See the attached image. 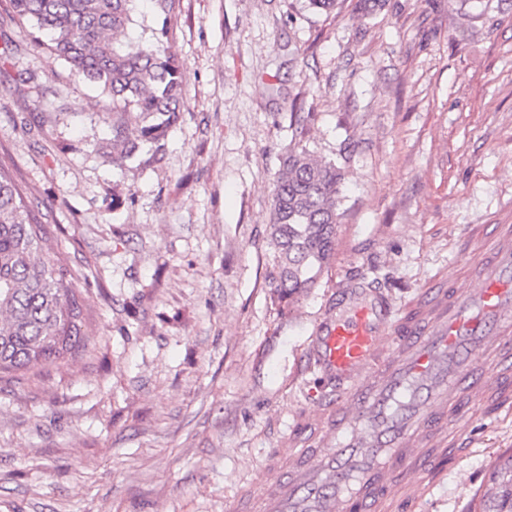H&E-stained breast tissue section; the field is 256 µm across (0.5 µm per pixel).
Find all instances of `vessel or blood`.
Segmentation results:
<instances>
[{
	"label": "vessel or blood",
	"instance_id": "vessel-or-blood-1",
	"mask_svg": "<svg viewBox=\"0 0 512 512\" xmlns=\"http://www.w3.org/2000/svg\"><path fill=\"white\" fill-rule=\"evenodd\" d=\"M480 249L404 308L348 288L309 353L334 389L303 411L256 491L225 512H418L465 456L453 419L467 403L512 415V226L479 224Z\"/></svg>",
	"mask_w": 512,
	"mask_h": 512
}]
</instances>
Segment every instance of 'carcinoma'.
<instances>
[{
	"label": "carcinoma",
	"instance_id": "1",
	"mask_svg": "<svg viewBox=\"0 0 512 512\" xmlns=\"http://www.w3.org/2000/svg\"><path fill=\"white\" fill-rule=\"evenodd\" d=\"M15 23L42 51L99 91L112 115L107 161L124 168L151 147L159 159L184 106L182 62L170 50L168 17L179 0H149L162 18L148 37L129 36L139 0H8ZM341 168L288 148L273 191L268 228L274 295L288 302L315 287L335 254ZM14 179L0 169V374L24 376L86 352L83 303L62 258L47 249ZM480 512H512V456L490 468Z\"/></svg>",
	"mask_w": 512,
	"mask_h": 512
}]
</instances>
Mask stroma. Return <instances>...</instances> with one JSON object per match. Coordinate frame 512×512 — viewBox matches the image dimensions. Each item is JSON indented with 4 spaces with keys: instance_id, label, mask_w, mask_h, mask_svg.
I'll use <instances>...</instances> for the list:
<instances>
[{
    "instance_id": "stroma-1",
    "label": "stroma",
    "mask_w": 512,
    "mask_h": 512,
    "mask_svg": "<svg viewBox=\"0 0 512 512\" xmlns=\"http://www.w3.org/2000/svg\"><path fill=\"white\" fill-rule=\"evenodd\" d=\"M0 37V167L39 206L94 351L0 374V512H224L310 407L316 323L352 281L404 307L512 225V0H180L184 107L158 161L113 168L91 90L28 29ZM33 85L16 83L18 73ZM296 143L344 174L335 259L273 300V184ZM456 423L475 452L428 512H468L512 418Z\"/></svg>"
}]
</instances>
